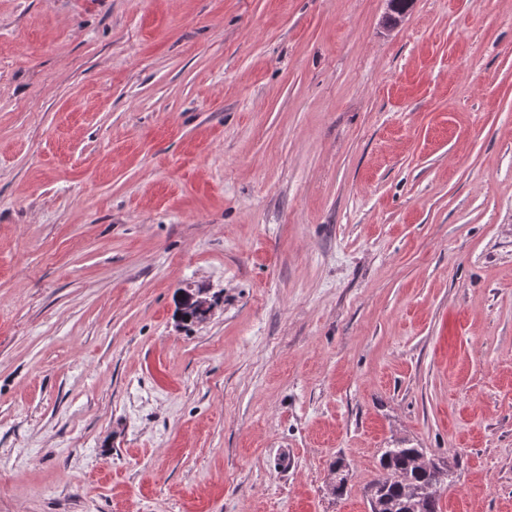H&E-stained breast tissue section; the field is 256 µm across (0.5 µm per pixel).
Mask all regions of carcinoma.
Returning a JSON list of instances; mask_svg holds the SVG:
<instances>
[{
  "label": "carcinoma",
  "mask_w": 512,
  "mask_h": 512,
  "mask_svg": "<svg viewBox=\"0 0 512 512\" xmlns=\"http://www.w3.org/2000/svg\"><path fill=\"white\" fill-rule=\"evenodd\" d=\"M202 289L185 288L179 292L177 304L187 305L191 321H206L201 308ZM424 454L421 448H387L382 455L383 476L375 483L378 491L377 512H440L438 491L443 484L454 482L453 473L437 474L415 463Z\"/></svg>",
  "instance_id": "cac0c4a2"
}]
</instances>
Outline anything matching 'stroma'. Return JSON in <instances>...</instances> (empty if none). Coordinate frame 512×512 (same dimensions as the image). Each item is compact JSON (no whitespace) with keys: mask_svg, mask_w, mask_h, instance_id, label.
Here are the masks:
<instances>
[{"mask_svg":"<svg viewBox=\"0 0 512 512\" xmlns=\"http://www.w3.org/2000/svg\"><path fill=\"white\" fill-rule=\"evenodd\" d=\"M387 15L0 0V512H370L401 445L512 512V0ZM201 288H185L181 289L179 295L177 297V307L180 304H186L187 309L189 310V315L192 320L188 322V324H200L206 321L207 310H203L201 308V304L199 302L200 297H207L201 295Z\"/></svg>","mask_w":512,"mask_h":512,"instance_id":"obj_1","label":"stroma"}]
</instances>
